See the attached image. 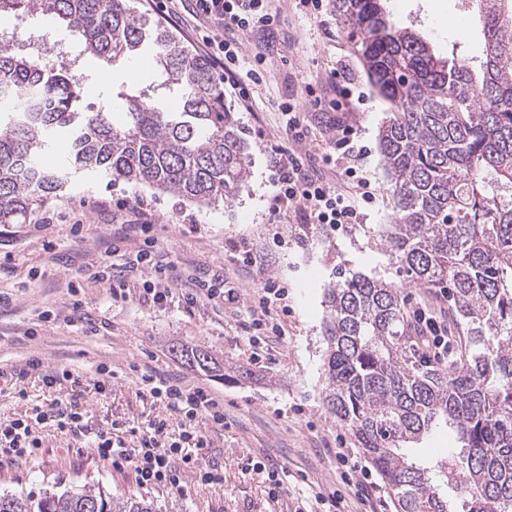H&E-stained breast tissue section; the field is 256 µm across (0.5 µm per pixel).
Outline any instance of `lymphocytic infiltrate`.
<instances>
[{"label": "lymphocytic infiltrate", "mask_w": 512, "mask_h": 512, "mask_svg": "<svg viewBox=\"0 0 512 512\" xmlns=\"http://www.w3.org/2000/svg\"><path fill=\"white\" fill-rule=\"evenodd\" d=\"M160 8L173 23L189 27L199 47L224 84L237 91L241 100H249L250 85L262 84L263 56H255L251 68H243L244 58L237 42L223 38V31L269 29L279 24L269 0H161ZM334 144L336 154L327 155L326 164L338 165L348 184L347 190H337L325 180L307 174L301 158L293 150L273 143L268 148L271 179L275 188L272 216H279L282 206L298 205L314 223L336 228L341 224L360 223L359 202H371L374 194L369 180L364 177L362 160L365 150L359 146V134L352 125L335 121ZM140 238L143 247L136 262L150 269L154 280L147 283L144 294L152 301L166 299L167 284L175 281L174 268L158 260L155 246V226L151 223L124 224L115 234L116 242ZM233 263L249 269L257 281V296L249 309V324L264 330L267 338L281 339L285 329L281 316L287 313L288 289L279 281L267 277L263 254L246 247L235 250ZM37 376L46 385L70 382L74 374L68 367L43 369L40 360L31 359L20 366L0 368V394L15 389L18 382ZM140 384L150 398L162 404L167 414L147 420L137 445L126 444L120 435L121 423L112 422L110 429H96L89 425L79 396L66 401H55L47 406H34L28 419L0 423V465L20 462L34 463L39 458L40 443L33 434L34 425L54 421L60 431L93 448L101 461L112 467L128 466L134 469L139 485L180 489L186 470L199 473L202 484L221 482L218 464H202L200 459L185 455L184 445L199 449L212 446L210 429L224 428V403L210 390L192 386L177 379L162 378L148 372L141 373ZM180 417L183 431L179 440H165L168 415Z\"/></svg>", "instance_id": "lymphocytic-infiltrate-1"}]
</instances>
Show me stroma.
I'll list each match as a JSON object with an SVG mask.
<instances>
[{
    "mask_svg": "<svg viewBox=\"0 0 512 512\" xmlns=\"http://www.w3.org/2000/svg\"><path fill=\"white\" fill-rule=\"evenodd\" d=\"M270 4L280 12L277 27L234 35L246 57L265 56L267 69L266 81L249 103H241L232 91L224 93L250 161L249 177L234 198L205 206L144 184L71 175L62 191L25 223L0 225V363L21 365L36 357L45 369H72L97 429L118 421L139 430L147 419L165 415L162 404L139 391L135 369L208 387L224 401L226 426L213 437L223 481L204 485L188 472L178 491L141 487L132 468L112 467L47 422L33 428L41 443L37 463L0 467L1 493L38 495L53 486L63 491L87 483L115 498L142 494L154 501L157 512H296L302 496L320 488L339 490L343 512H396L392 494L324 402V292L340 278L361 272L398 286L406 311L444 309L448 303L439 291L409 283L381 235L395 217L378 148L388 107L369 85L333 9L325 8L314 19L297 10L295 0ZM386 7L396 22L419 30L437 56L466 58L475 69L482 64L478 0H386ZM40 32L59 48L71 38L47 17L0 21V37L13 44L29 42ZM80 71L83 100L97 109L108 105L110 91L142 88L160 79L156 64L137 55L121 68L88 55ZM311 80L328 91L347 80L365 96L364 103H350L340 118L358 128L369 148L364 174L377 195L372 203L361 204V223L333 231L310 223L291 206L282 207L277 224L269 222L274 189L263 147L267 139L307 157L309 174L325 177L337 189L346 187L340 172L321 160L334 147L325 113L306 112L305 137L297 142L279 110L283 101L299 98ZM139 203L157 226L160 259L186 276L206 279L222 272L225 288L239 295L238 311L225 309L219 299L188 306L176 284L162 302L144 300L150 272L142 267L130 275L128 298L113 301L102 260H134L139 241L123 243L116 252L112 234L132 220ZM243 244L267 253L268 273L288 285L286 336L258 351L257 361L244 328L256 287L252 275L228 261ZM73 282L80 284L79 294L70 291ZM177 344L212 350L224 363V378L187 368L172 352ZM101 365L115 376L99 391L94 382ZM72 391L67 384L49 387L39 378L26 379L20 390L0 394V423L24 417L33 406L68 399ZM340 448L357 471L346 472L337 462ZM249 459L261 462V470L243 474ZM268 465L289 473V490L276 499L269 495Z\"/></svg>",
    "mask_w": 512,
    "mask_h": 512,
    "instance_id": "stroma-1",
    "label": "stroma"
}]
</instances>
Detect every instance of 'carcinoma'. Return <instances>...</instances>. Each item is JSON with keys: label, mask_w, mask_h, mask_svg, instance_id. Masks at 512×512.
Here are the masks:
<instances>
[{"label": "carcinoma", "mask_w": 512, "mask_h": 512, "mask_svg": "<svg viewBox=\"0 0 512 512\" xmlns=\"http://www.w3.org/2000/svg\"><path fill=\"white\" fill-rule=\"evenodd\" d=\"M484 5L482 73L438 57L383 0H333L341 32L393 116L378 144L395 198L385 242L420 288H446L448 360L426 362L395 285L355 274L328 290L324 401L397 502L398 512H512V0ZM55 16L80 36L78 55L114 66L151 44L179 112L144 90H121V117L83 106L75 61L39 63L0 44V224H23L66 174L96 171L210 205L239 192L246 147L208 61L131 0H0V18ZM56 135L72 138L59 168L38 162ZM192 370L221 372L202 346L174 347ZM442 422L459 453L424 467L409 456ZM0 512H153L130 494L82 486L40 497L0 493Z\"/></svg>", "instance_id": "1"}]
</instances>
